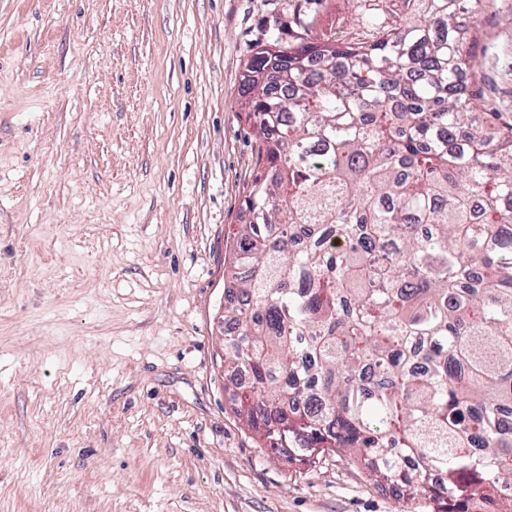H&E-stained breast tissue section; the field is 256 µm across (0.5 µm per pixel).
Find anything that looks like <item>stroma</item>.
<instances>
[{"label":"stroma","instance_id":"1","mask_svg":"<svg viewBox=\"0 0 512 512\" xmlns=\"http://www.w3.org/2000/svg\"><path fill=\"white\" fill-rule=\"evenodd\" d=\"M301 11L360 30L352 0H0V512H402L264 448L224 384L242 75ZM471 52L512 113V0Z\"/></svg>","mask_w":512,"mask_h":512}]
</instances>
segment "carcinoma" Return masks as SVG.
I'll return each mask as SVG.
<instances>
[{"instance_id": "obj_1", "label": "carcinoma", "mask_w": 512, "mask_h": 512, "mask_svg": "<svg viewBox=\"0 0 512 512\" xmlns=\"http://www.w3.org/2000/svg\"><path fill=\"white\" fill-rule=\"evenodd\" d=\"M482 0L298 14L246 65L249 220L224 275V378L288 461L335 453L406 502L512 512V114L462 84ZM280 81L260 83L267 66Z\"/></svg>"}]
</instances>
